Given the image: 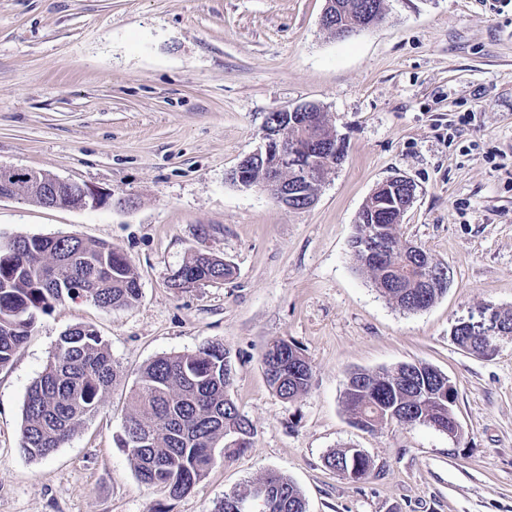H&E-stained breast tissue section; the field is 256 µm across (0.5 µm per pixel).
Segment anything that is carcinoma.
<instances>
[{"label": "carcinoma", "mask_w": 512, "mask_h": 512, "mask_svg": "<svg viewBox=\"0 0 512 512\" xmlns=\"http://www.w3.org/2000/svg\"><path fill=\"white\" fill-rule=\"evenodd\" d=\"M377 0H343L347 18L356 20ZM400 188H381L362 207L354 238L363 233V219L375 215L384 229L385 251L371 261L355 250L358 269L407 312L430 307L447 289L430 288L424 267L434 260L425 249L411 252L397 233L403 213ZM231 266L210 253L196 251L170 278L172 288H191L224 280ZM141 296L138 278L128 257L105 241L75 235L15 237L0 241V368L8 366L34 330L40 315L67 299L84 298L104 309H127ZM279 349L282 372L268 384L284 400L305 393L312 372L300 349L285 341ZM271 347V348H273ZM266 348L262 361H267ZM121 373L108 344L89 326L66 330L49 360L27 390L20 428V447L31 459H45L64 447L77 429L94 417ZM233 367L229 351L208 343L192 353L160 356L140 372L131 391L132 408L123 424L126 449L137 478L160 486L173 497L190 491L215 461L223 444L224 457L245 452L255 429L230 395ZM455 389L448 376L430 365L406 363L378 373L354 372L346 383L345 407L352 423L367 431L397 422L414 427L419 420L453 433L457 423ZM326 463L355 472L351 482L367 480L369 458L351 448L329 455ZM260 480L268 496L252 512H307L306 501L287 476L270 471ZM252 483L224 495L215 512H235Z\"/></svg>", "instance_id": "carcinoma-1"}]
</instances>
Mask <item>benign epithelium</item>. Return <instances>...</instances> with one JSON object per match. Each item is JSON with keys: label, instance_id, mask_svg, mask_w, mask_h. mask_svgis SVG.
<instances>
[{"label": "benign epithelium", "instance_id": "1", "mask_svg": "<svg viewBox=\"0 0 512 512\" xmlns=\"http://www.w3.org/2000/svg\"><path fill=\"white\" fill-rule=\"evenodd\" d=\"M343 5L337 0H326V7L322 15L323 28L332 31L337 39L342 40L358 31V27L349 25L343 17ZM336 152V140L325 145L317 144L316 140L304 135L289 136L288 130H266L263 145L243 159L230 176L237 182L249 187V170L261 164L266 168L268 177L259 185V189L283 206L299 198L304 200L305 206H312L317 200L318 193L312 191L322 177L316 162L321 153ZM29 185L38 191L44 198L45 206L51 208L63 207L60 196L63 191L74 189L84 208L96 209L108 201V195L98 189L86 185L60 179L46 173L31 171L27 174ZM15 171L10 168L0 169V200L12 199L21 196ZM355 248L366 258L375 260L380 252V237L377 226L371 224L366 233L355 243ZM483 325L484 335L488 346L485 353L492 354L498 347L501 338L499 326L488 314L473 319Z\"/></svg>", "mask_w": 512, "mask_h": 512}]
</instances>
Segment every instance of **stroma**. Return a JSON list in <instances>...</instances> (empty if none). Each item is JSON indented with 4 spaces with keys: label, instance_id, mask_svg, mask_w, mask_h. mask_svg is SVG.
<instances>
[{
    "label": "stroma",
    "instance_id": "obj_1",
    "mask_svg": "<svg viewBox=\"0 0 512 512\" xmlns=\"http://www.w3.org/2000/svg\"><path fill=\"white\" fill-rule=\"evenodd\" d=\"M378 26L340 41L326 0H0V165L90 184L97 209L0 200V238L74 233L131 260L128 309L69 299L40 315L0 369V512H213L266 471L307 512H512V337L495 355L450 335L484 306L512 310V0H386ZM320 106L344 145L316 203L290 209L231 182L270 113ZM395 176L415 199L398 232L447 265V293L409 313L358 270L366 199ZM231 265L218 283L171 287L194 251ZM93 327L121 370L99 413L43 460L20 447L22 408L58 338ZM284 340L311 365L287 401L263 350ZM219 342L253 444L217 457L173 498L141 483L120 443L130 391L156 357ZM426 363L456 389L458 439L389 423L354 427L358 370ZM361 449L370 479L325 464Z\"/></svg>",
    "mask_w": 512,
    "mask_h": 512
}]
</instances>
